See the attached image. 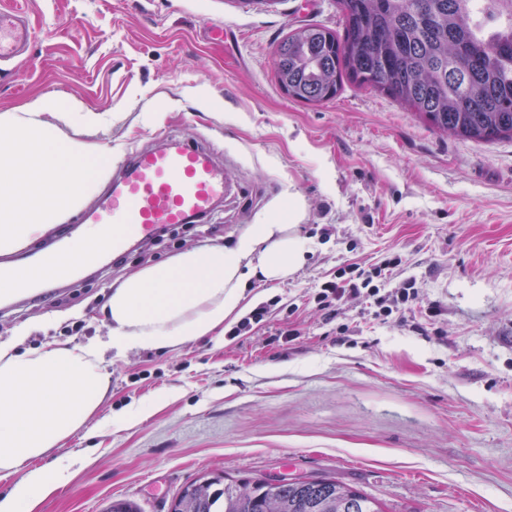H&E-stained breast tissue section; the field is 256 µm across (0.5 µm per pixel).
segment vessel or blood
Masks as SVG:
<instances>
[{
  "instance_id": "vessel-or-blood-1",
  "label": "vessel or blood",
  "mask_w": 512,
  "mask_h": 512,
  "mask_svg": "<svg viewBox=\"0 0 512 512\" xmlns=\"http://www.w3.org/2000/svg\"><path fill=\"white\" fill-rule=\"evenodd\" d=\"M32 40L26 14L19 9L0 10V60L25 52ZM228 187L225 177L206 148L168 140L162 145L133 152L121 173L113 177L102 204L80 212L79 222L99 228L90 247L103 263L167 226L187 224L211 213ZM35 266L61 267L79 273L84 264L70 245L47 251Z\"/></svg>"
}]
</instances>
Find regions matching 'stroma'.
I'll return each mask as SVG.
<instances>
[{"label":"stroma","instance_id":"stroma-1","mask_svg":"<svg viewBox=\"0 0 512 512\" xmlns=\"http://www.w3.org/2000/svg\"><path fill=\"white\" fill-rule=\"evenodd\" d=\"M22 4L27 52L0 62V113L73 96L111 118L99 133L121 168L160 137L209 149L229 188L205 220L140 241L93 273L0 304V339L52 318L18 346L107 335L111 287L202 244L224 245L270 205H306V265L284 282L249 279L252 304L279 302L245 336L105 357L109 394L85 430L42 465L72 479L37 512H105L129 499L170 512L205 472L237 480L328 476L384 512H512V140L431 129L383 92L345 84L294 101L275 76L293 29L343 32L337 0H0ZM400 259L420 302L404 321L316 286L350 264ZM354 322L345 338L337 323ZM297 330L296 340L274 341Z\"/></svg>","mask_w":512,"mask_h":512}]
</instances>
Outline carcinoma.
Wrapping results in <instances>:
<instances>
[{"instance_id": "1", "label": "carcinoma", "mask_w": 512, "mask_h": 512, "mask_svg": "<svg viewBox=\"0 0 512 512\" xmlns=\"http://www.w3.org/2000/svg\"><path fill=\"white\" fill-rule=\"evenodd\" d=\"M343 35L293 29L277 46L276 78L296 101L319 104L344 83L373 87L432 129L475 140L512 139V0H340ZM201 484L178 493L179 512H383L362 490L299 478L274 493L264 479Z\"/></svg>"}]
</instances>
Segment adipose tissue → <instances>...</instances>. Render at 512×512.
<instances>
[{"instance_id": "1", "label": "adipose tissue", "mask_w": 512, "mask_h": 512, "mask_svg": "<svg viewBox=\"0 0 512 512\" xmlns=\"http://www.w3.org/2000/svg\"><path fill=\"white\" fill-rule=\"evenodd\" d=\"M105 119L78 98L54 95L0 113V255L81 212L108 179L112 148L93 139ZM70 127L82 137L67 135ZM305 216L300 196L277 201L234 242L182 250L113 285L104 307L106 341L48 343L24 353L0 343V474L12 481L0 495V512H34L70 480L68 468L24 464L84 429L109 391L104 351L121 359L223 335L225 320L248 305V277L282 281L305 265Z\"/></svg>"}]
</instances>
